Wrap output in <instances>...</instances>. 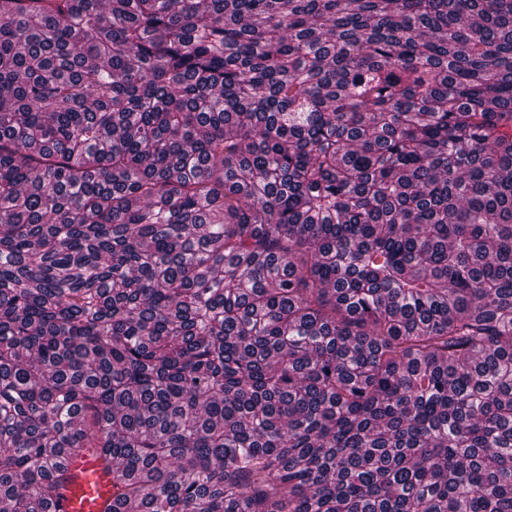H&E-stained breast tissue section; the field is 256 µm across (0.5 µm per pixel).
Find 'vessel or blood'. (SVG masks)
Wrapping results in <instances>:
<instances>
[{
  "label": "vessel or blood",
  "mask_w": 512,
  "mask_h": 512,
  "mask_svg": "<svg viewBox=\"0 0 512 512\" xmlns=\"http://www.w3.org/2000/svg\"><path fill=\"white\" fill-rule=\"evenodd\" d=\"M104 468L98 459L72 462V481L59 512H105L112 502V484Z\"/></svg>",
  "instance_id": "b4317fda"
}]
</instances>
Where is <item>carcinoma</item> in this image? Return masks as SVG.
<instances>
[{
  "label": "carcinoma",
  "mask_w": 512,
  "mask_h": 512,
  "mask_svg": "<svg viewBox=\"0 0 512 512\" xmlns=\"http://www.w3.org/2000/svg\"><path fill=\"white\" fill-rule=\"evenodd\" d=\"M512 512V0H0V506ZM100 459L82 458L70 465L72 481L59 512H104L112 502V484Z\"/></svg>",
  "instance_id": "obj_1"
}]
</instances>
